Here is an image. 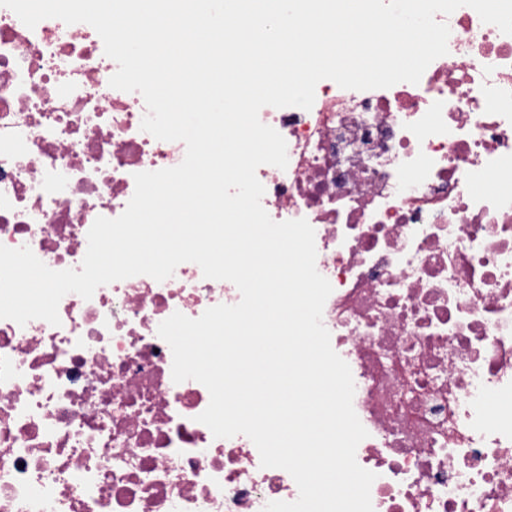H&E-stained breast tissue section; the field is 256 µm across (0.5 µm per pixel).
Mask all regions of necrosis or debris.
Listing matches in <instances>:
<instances>
[{"label":"necrosis or debris","instance_id":"4bbe7bcc","mask_svg":"<svg viewBox=\"0 0 512 512\" xmlns=\"http://www.w3.org/2000/svg\"><path fill=\"white\" fill-rule=\"evenodd\" d=\"M419 83L329 79L311 109L263 107L288 165L259 166L272 220L306 219L333 287L322 315L349 365L374 512H512V35L468 6ZM88 24L28 28L0 6V245L80 269L134 175L179 165L141 130L140 93ZM184 262L65 295L60 325L0 319V512H263L295 501L243 434L213 437L209 392L172 379L161 322L234 305Z\"/></svg>","mask_w":512,"mask_h":512}]
</instances>
